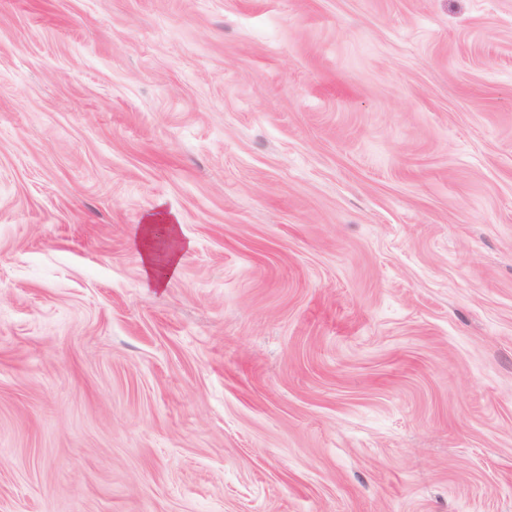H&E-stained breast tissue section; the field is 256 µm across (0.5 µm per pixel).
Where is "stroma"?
Listing matches in <instances>:
<instances>
[{
  "instance_id": "stroma-1",
  "label": "stroma",
  "mask_w": 512,
  "mask_h": 512,
  "mask_svg": "<svg viewBox=\"0 0 512 512\" xmlns=\"http://www.w3.org/2000/svg\"><path fill=\"white\" fill-rule=\"evenodd\" d=\"M0 512H512V0H0ZM157 224H143L139 244L140 262L146 283L156 288L163 287L179 268L178 248L163 252L154 247Z\"/></svg>"
}]
</instances>
